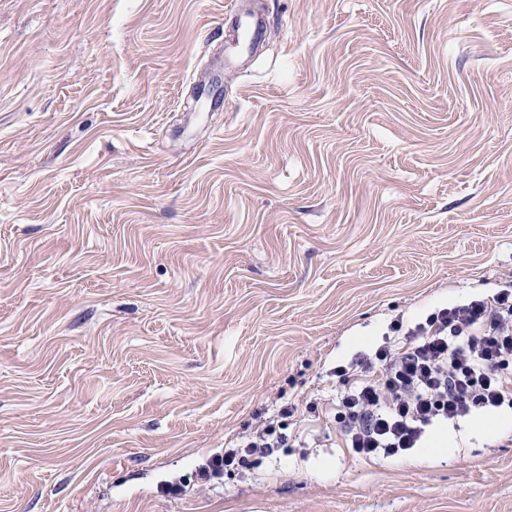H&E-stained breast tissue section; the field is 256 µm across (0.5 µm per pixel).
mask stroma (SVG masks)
<instances>
[{
  "label": "stroma",
  "instance_id": "1",
  "mask_svg": "<svg viewBox=\"0 0 512 512\" xmlns=\"http://www.w3.org/2000/svg\"><path fill=\"white\" fill-rule=\"evenodd\" d=\"M233 4L0 0V512H512V424L367 458L333 374L512 283V0ZM283 441V436L277 433L276 426L273 424H267L261 429L256 430L253 435L243 443V446L240 450L237 449H229L224 452V458H218L212 462V468L214 471L218 472L223 467L226 469L227 467H234L244 465L246 460L245 456L242 455V448H244V453H250L256 451L257 449L265 450L270 452L273 448H278L281 442Z\"/></svg>",
  "mask_w": 512,
  "mask_h": 512
}]
</instances>
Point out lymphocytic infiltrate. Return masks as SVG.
<instances>
[{
	"label": "lymphocytic infiltrate",
	"mask_w": 512,
	"mask_h": 512,
	"mask_svg": "<svg viewBox=\"0 0 512 512\" xmlns=\"http://www.w3.org/2000/svg\"><path fill=\"white\" fill-rule=\"evenodd\" d=\"M335 375V419L366 456L416 447L434 421L512 405V291L440 309Z\"/></svg>",
	"instance_id": "f902f5d3"
}]
</instances>
